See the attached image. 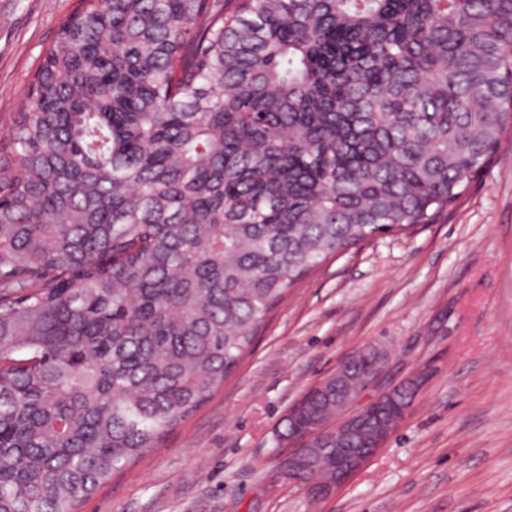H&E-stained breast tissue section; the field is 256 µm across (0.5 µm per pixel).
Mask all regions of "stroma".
<instances>
[{
	"instance_id": "stroma-1",
	"label": "stroma",
	"mask_w": 512,
	"mask_h": 512,
	"mask_svg": "<svg viewBox=\"0 0 512 512\" xmlns=\"http://www.w3.org/2000/svg\"><path fill=\"white\" fill-rule=\"evenodd\" d=\"M76 0H0V131ZM415 396L350 480H278L290 407L358 349ZM79 512H512V134L450 211L303 276L235 371Z\"/></svg>"
}]
</instances>
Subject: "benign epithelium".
<instances>
[{
	"mask_svg": "<svg viewBox=\"0 0 512 512\" xmlns=\"http://www.w3.org/2000/svg\"><path fill=\"white\" fill-rule=\"evenodd\" d=\"M362 351L358 350L345 359L329 378L336 380V389L350 378V372ZM355 400L344 398L342 417L338 424L325 421L304 436L288 434V446L293 451L286 456L288 465H280L279 478L303 489L311 497H320L333 491L337 486L355 475L379 448L383 447L395 428L381 425L375 435L360 448L342 447L344 435L354 436L364 430L369 410L352 409ZM336 436V447L321 448L316 441Z\"/></svg>",
	"mask_w": 512,
	"mask_h": 512,
	"instance_id": "7a95c632",
	"label": "benign epithelium"
}]
</instances>
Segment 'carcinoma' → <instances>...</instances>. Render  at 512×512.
Here are the masks:
<instances>
[{
    "label": "carcinoma",
    "mask_w": 512,
    "mask_h": 512,
    "mask_svg": "<svg viewBox=\"0 0 512 512\" xmlns=\"http://www.w3.org/2000/svg\"><path fill=\"white\" fill-rule=\"evenodd\" d=\"M509 129L512 0H79L0 137V512H77Z\"/></svg>",
    "instance_id": "1"
}]
</instances>
